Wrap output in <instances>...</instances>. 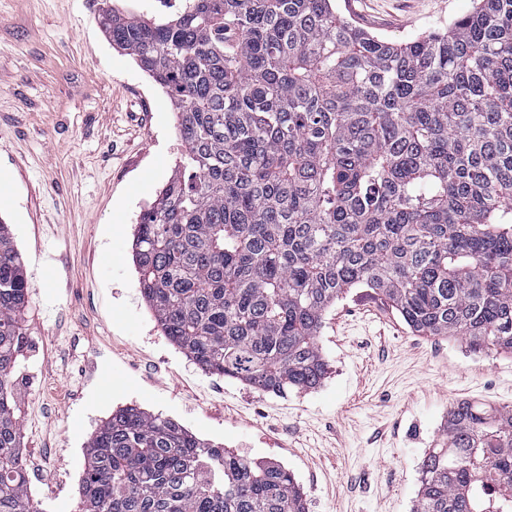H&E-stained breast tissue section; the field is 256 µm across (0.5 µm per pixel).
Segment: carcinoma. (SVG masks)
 I'll return each mask as SVG.
<instances>
[{
  "mask_svg": "<svg viewBox=\"0 0 512 512\" xmlns=\"http://www.w3.org/2000/svg\"><path fill=\"white\" fill-rule=\"evenodd\" d=\"M112 47L166 89L183 150L134 235L138 284L204 372L318 388L326 310L352 288L421 336L512 353V0L388 40L335 0L114 6ZM30 288L0 222V512L29 493L14 377ZM80 512H307L283 466L128 406L91 433ZM413 512H512V408L461 400Z\"/></svg>",
  "mask_w": 512,
  "mask_h": 512,
  "instance_id": "carcinoma-1",
  "label": "carcinoma"
}]
</instances>
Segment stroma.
<instances>
[{"label": "stroma", "mask_w": 512, "mask_h": 512, "mask_svg": "<svg viewBox=\"0 0 512 512\" xmlns=\"http://www.w3.org/2000/svg\"><path fill=\"white\" fill-rule=\"evenodd\" d=\"M156 17L169 0H0V221L31 288L16 407L29 492L78 512L83 452L112 411L137 405L296 478L308 512H411L450 406L512 407V354L420 336L379 294L352 289L317 338L318 388L279 397L204 373L143 300L135 226L181 150L165 89L115 49L107 3ZM343 17L406 41L472 0H336Z\"/></svg>", "instance_id": "1"}]
</instances>
